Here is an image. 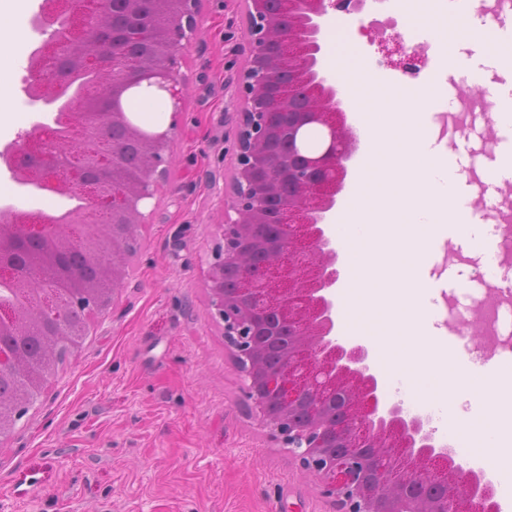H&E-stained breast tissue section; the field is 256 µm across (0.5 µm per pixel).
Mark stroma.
I'll list each match as a JSON object with an SVG mask.
<instances>
[{"instance_id":"35a3bbf8","label":"stroma","mask_w":512,"mask_h":512,"mask_svg":"<svg viewBox=\"0 0 512 512\" xmlns=\"http://www.w3.org/2000/svg\"><path fill=\"white\" fill-rule=\"evenodd\" d=\"M350 27L328 26L323 68L343 92L350 125L372 99L409 90L442 58L426 52L416 74L388 66L378 45ZM197 31L181 59L182 100L150 115L176 125L171 174L144 212L148 217L114 305L92 320L81 352L58 366L39 401L0 447V512H329L319 480L280 448L245 407L243 379L209 310L204 260L219 242L216 225L234 166L237 77L248 60L242 0H200ZM425 28L445 42L446 58L469 55L471 33L458 19L427 12ZM348 49L349 79L336 78L337 44ZM512 65L476 78L457 76L456 99L476 101L464 128L442 140L473 158L463 181L475 215L495 225L511 186L481 193L499 168L507 129L491 124L495 90ZM58 214L67 197L24 193L0 175V205ZM447 271H427L437 290L481 306L487 287L462 297L459 282L481 273L477 254L452 240Z\"/></svg>"}]
</instances>
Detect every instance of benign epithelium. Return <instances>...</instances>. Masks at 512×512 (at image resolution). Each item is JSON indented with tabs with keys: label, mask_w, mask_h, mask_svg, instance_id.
<instances>
[{
	"label": "benign epithelium",
	"mask_w": 512,
	"mask_h": 512,
	"mask_svg": "<svg viewBox=\"0 0 512 512\" xmlns=\"http://www.w3.org/2000/svg\"><path fill=\"white\" fill-rule=\"evenodd\" d=\"M198 0H41L31 17L44 40L30 55L22 92L31 127L0 144V172L22 187L81 200L65 220L0 207V336L53 322L55 359L80 344L66 312L93 319L117 294L147 223L141 202L168 178L176 128L147 133L123 112L128 90L147 83L180 104L179 57L197 29ZM357 0H245L247 66L238 78L231 201L206 260L212 318L242 374L250 414L321 483L332 512H488L489 489L433 444L430 420L401 401L379 406L366 346L336 336L338 253L327 224L358 149L339 91L319 69L325 21ZM319 128L320 150L301 135ZM139 141L131 167L113 131ZM97 238L112 228V292L82 278L66 230ZM17 230L27 266L13 259ZM26 406L0 422V446Z\"/></svg>",
	"instance_id": "7a95c632"
}]
</instances>
